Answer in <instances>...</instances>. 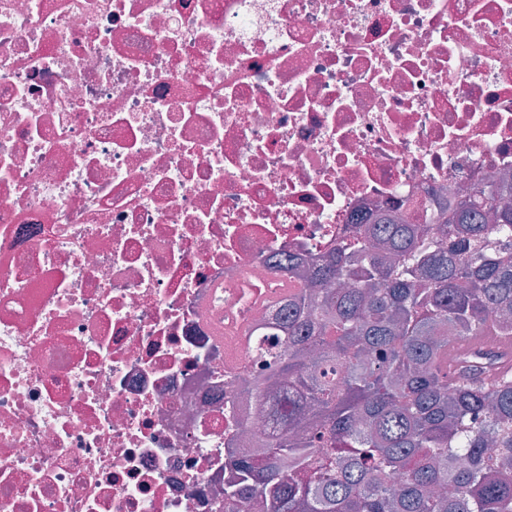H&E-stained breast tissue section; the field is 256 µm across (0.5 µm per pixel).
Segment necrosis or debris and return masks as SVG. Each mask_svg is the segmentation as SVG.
<instances>
[{"mask_svg": "<svg viewBox=\"0 0 512 512\" xmlns=\"http://www.w3.org/2000/svg\"><path fill=\"white\" fill-rule=\"evenodd\" d=\"M484 182L512 0H0V512H221L293 287Z\"/></svg>", "mask_w": 512, "mask_h": 512, "instance_id": "1", "label": "necrosis or debris"}]
</instances>
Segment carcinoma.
Here are the masks:
<instances>
[{
    "instance_id": "carcinoma-1",
    "label": "carcinoma",
    "mask_w": 512,
    "mask_h": 512,
    "mask_svg": "<svg viewBox=\"0 0 512 512\" xmlns=\"http://www.w3.org/2000/svg\"><path fill=\"white\" fill-rule=\"evenodd\" d=\"M288 303V343L246 396L276 394L279 432L228 465L224 505L272 512H512V207L489 186L432 224L363 234Z\"/></svg>"
}]
</instances>
